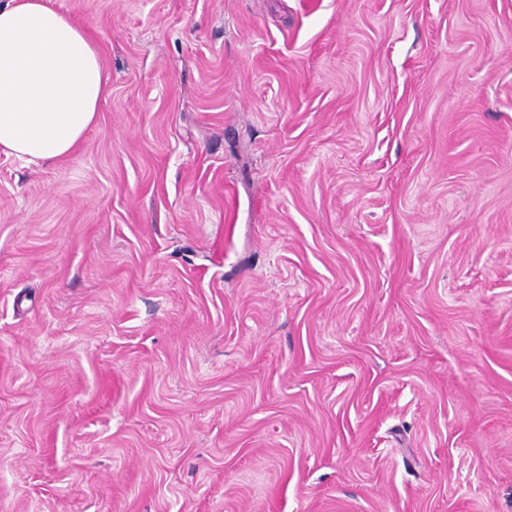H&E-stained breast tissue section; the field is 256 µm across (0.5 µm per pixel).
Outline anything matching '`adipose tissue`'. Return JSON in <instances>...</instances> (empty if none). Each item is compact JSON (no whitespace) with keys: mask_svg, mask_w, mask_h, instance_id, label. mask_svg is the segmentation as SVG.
Segmentation results:
<instances>
[{"mask_svg":"<svg viewBox=\"0 0 512 512\" xmlns=\"http://www.w3.org/2000/svg\"><path fill=\"white\" fill-rule=\"evenodd\" d=\"M107 94L88 30L54 0L0 7V153L33 165L66 157Z\"/></svg>","mask_w":512,"mask_h":512,"instance_id":"adipose-tissue-1","label":"adipose tissue"}]
</instances>
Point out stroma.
<instances>
[{"instance_id": "35a3bbf8", "label": "stroma", "mask_w": 512, "mask_h": 512, "mask_svg": "<svg viewBox=\"0 0 512 512\" xmlns=\"http://www.w3.org/2000/svg\"><path fill=\"white\" fill-rule=\"evenodd\" d=\"M109 95L0 154V512H512V0H56Z\"/></svg>"}]
</instances>
